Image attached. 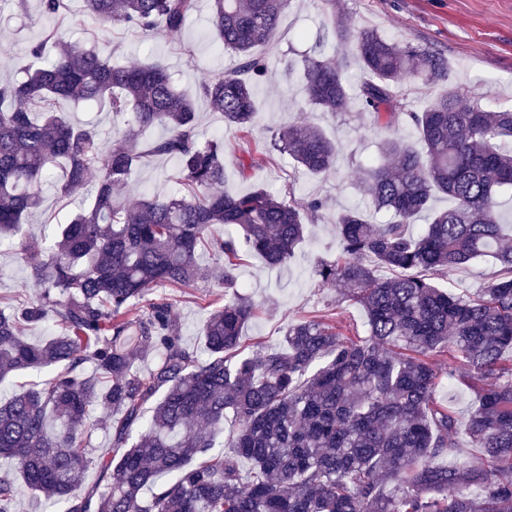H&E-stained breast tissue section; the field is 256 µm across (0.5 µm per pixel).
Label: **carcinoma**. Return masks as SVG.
Here are the masks:
<instances>
[{"instance_id":"carcinoma-1","label":"carcinoma","mask_w":512,"mask_h":512,"mask_svg":"<svg viewBox=\"0 0 512 512\" xmlns=\"http://www.w3.org/2000/svg\"><path fill=\"white\" fill-rule=\"evenodd\" d=\"M102 28L123 24L144 35L161 23L178 33L197 0H84ZM331 37L356 39L366 80L357 93L376 124L406 122L381 145L389 163L365 170L361 188L390 214L372 224L357 208L336 216L342 252L316 268L321 284L342 287L367 315L364 338L336 326L329 310L290 321L280 344L243 354L256 303L241 291L243 251L270 267L288 262L323 201L304 207L263 188L224 191V144L200 142L191 96L160 63L116 66L97 49L62 42L58 28L30 45L60 44L55 60L0 85V240L18 236L42 200L41 184L62 169L65 197L96 173L94 201L58 225L53 241L24 237L17 254L39 287L33 299L0 305V383L47 368L45 379L0 399V512H14L23 482L53 512H512V248L498 222V192L512 188V108L486 110L453 89L420 112L404 86L448 79V59L399 46L373 30L353 35L339 0H323ZM291 0H213L211 24L238 67L201 85L227 129L250 130L255 90L266 75L256 48L271 40ZM307 100L346 112L351 94L341 65L304 60ZM56 100L89 103L132 126L104 152L94 124L74 125ZM163 126L150 153L179 161L180 190L123 198L142 159L138 132ZM273 148L312 174L333 169L336 148L312 125L279 130ZM454 201L431 211L435 195ZM238 234L222 235L216 226ZM224 304L204 325L205 356L184 346L171 306L149 298L159 286H190L198 256ZM491 256L496 270L474 295L433 282L450 268ZM52 320L57 333L35 342L25 327ZM452 357V361L445 357ZM152 358L140 371L135 363ZM92 364L87 371L85 364ZM469 374L478 405L464 425L482 462L448 466L459 423L435 396L440 377ZM110 446L86 440L99 415ZM230 453H215L224 423ZM91 467L106 485L84 487Z\"/></svg>"}]
</instances>
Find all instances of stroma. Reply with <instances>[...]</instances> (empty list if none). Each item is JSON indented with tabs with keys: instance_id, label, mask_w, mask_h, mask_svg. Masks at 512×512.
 Listing matches in <instances>:
<instances>
[{
	"instance_id": "35a3bbf8",
	"label": "stroma",
	"mask_w": 512,
	"mask_h": 512,
	"mask_svg": "<svg viewBox=\"0 0 512 512\" xmlns=\"http://www.w3.org/2000/svg\"><path fill=\"white\" fill-rule=\"evenodd\" d=\"M354 31L374 30L399 45H414L448 59L447 83L434 82L408 87L406 96L414 111H422L446 88L458 90L468 102L487 110L512 106V0H343ZM69 19L60 36L71 43L100 48L116 64L161 63L174 74L180 91L193 96L202 140H223L224 188L243 194L263 187L279 196H291L297 204L320 198L325 202L318 219L306 226L305 240L288 263L268 267L256 255L241 266L240 281L260 307L243 332L247 352L259 353L261 345L279 343L290 320L318 315L336 307L346 334L364 330L366 314L353 302L340 299L334 287L320 284L315 267L340 251L336 215L348 207H360L374 224L383 223L385 213L376 211L360 188L364 168L380 157V146L391 136L389 128L375 124L359 104L349 111L325 112L310 104L303 92L299 62L312 52L317 33L331 27L332 16L320 0H292L282 14L278 30L258 52L267 65V77L256 91L257 114L248 137L227 131L224 117L211 109L199 95L205 79L236 67L238 59L225 50L210 25V0H198L195 12L181 31L168 33L158 28L149 36L115 25L104 30L84 14L83 0H65ZM50 24L39 0H25L24 6L5 5L0 10V79L22 76L36 61L27 54L29 44L41 41ZM56 111L66 113L77 125L97 124L103 147H110L124 127V121L94 106L57 101ZM289 124L319 127L336 146V166L326 174L301 171L288 155L272 150L270 142L278 130ZM162 127L140 132L139 148L146 156L132 174L125 195L152 197L171 195L178 189L179 165L171 157L151 156L147 150L163 137ZM250 152L252 166L240 170L237 159ZM90 192L61 196L56 180L43 187V202L22 226L24 235L51 240L57 225L67 223L77 209L91 203ZM495 269L485 257L470 266L439 277V286L457 294H471L482 288ZM30 269L20 260L10 242L0 243V300L10 302L18 295L34 297ZM153 298L165 299L179 325L183 343L199 347L204 343L203 326L212 302L223 299L224 291L211 282L187 288L160 287Z\"/></svg>"
}]
</instances>
